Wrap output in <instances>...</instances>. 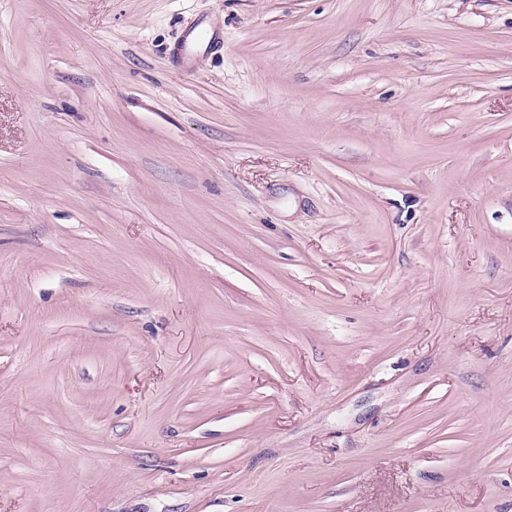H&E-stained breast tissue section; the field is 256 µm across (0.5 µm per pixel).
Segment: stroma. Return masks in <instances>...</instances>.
I'll return each instance as SVG.
<instances>
[{"mask_svg": "<svg viewBox=\"0 0 512 512\" xmlns=\"http://www.w3.org/2000/svg\"><path fill=\"white\" fill-rule=\"evenodd\" d=\"M0 512H512V0H0Z\"/></svg>", "mask_w": 512, "mask_h": 512, "instance_id": "obj_1", "label": "stroma"}]
</instances>
